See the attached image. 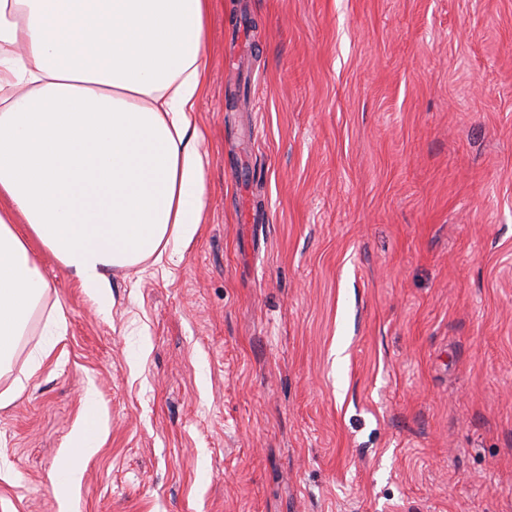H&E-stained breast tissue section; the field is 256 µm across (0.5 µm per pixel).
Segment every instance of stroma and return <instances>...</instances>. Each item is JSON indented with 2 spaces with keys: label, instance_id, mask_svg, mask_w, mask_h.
<instances>
[{
  "label": "stroma",
  "instance_id": "35a3bbf8",
  "mask_svg": "<svg viewBox=\"0 0 512 512\" xmlns=\"http://www.w3.org/2000/svg\"><path fill=\"white\" fill-rule=\"evenodd\" d=\"M205 55L182 260L104 311L32 247L0 512L89 394L71 512H512V0H213Z\"/></svg>",
  "mask_w": 512,
  "mask_h": 512
}]
</instances>
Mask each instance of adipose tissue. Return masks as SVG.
Listing matches in <instances>:
<instances>
[{
	"mask_svg": "<svg viewBox=\"0 0 512 512\" xmlns=\"http://www.w3.org/2000/svg\"><path fill=\"white\" fill-rule=\"evenodd\" d=\"M212 0H0V372L50 284L38 242L100 307L108 269L178 262L207 206L205 45ZM71 434L60 503L99 449Z\"/></svg>",
	"mask_w": 512,
	"mask_h": 512,
	"instance_id": "ef3b65f1",
	"label": "adipose tissue"
}]
</instances>
